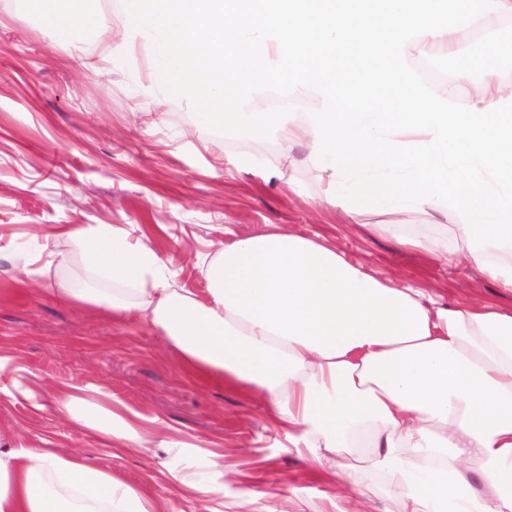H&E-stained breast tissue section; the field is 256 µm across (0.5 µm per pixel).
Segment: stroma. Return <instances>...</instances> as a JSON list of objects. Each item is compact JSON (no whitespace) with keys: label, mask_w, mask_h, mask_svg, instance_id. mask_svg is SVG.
I'll return each instance as SVG.
<instances>
[{"label":"stroma","mask_w":512,"mask_h":512,"mask_svg":"<svg viewBox=\"0 0 512 512\" xmlns=\"http://www.w3.org/2000/svg\"><path fill=\"white\" fill-rule=\"evenodd\" d=\"M151 44L112 41V56L58 44L35 0H0V381L37 392L41 404L0 396V443L79 454L147 491L167 512H202L199 499L168 479L195 471L222 484L227 512H399L395 479L362 470L350 456L351 481L369 497L338 494L285 448L252 399L190 377L150 325L112 322L64 301L60 284L111 292L89 278L79 255L54 236L60 224L134 227L167 263L170 285L205 297L199 259L214 254L225 229L252 236L282 229L336 249L384 283L413 284L438 306L487 304L512 311V293L465 263L374 235L372 212L351 217L322 199L305 147L281 159L279 138L230 137L201 124L189 103H159ZM249 154L280 173L239 169ZM52 251L50 270L24 292L11 291L14 258ZM99 387L155 419L163 448L144 453L123 443L105 448L49 408L63 386ZM196 453H189V446ZM224 471L209 467V453Z\"/></svg>","instance_id":"stroma-1"}]
</instances>
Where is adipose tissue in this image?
I'll list each match as a JSON object with an SVG mask.
<instances>
[{
  "instance_id": "1",
  "label": "adipose tissue",
  "mask_w": 512,
  "mask_h": 512,
  "mask_svg": "<svg viewBox=\"0 0 512 512\" xmlns=\"http://www.w3.org/2000/svg\"><path fill=\"white\" fill-rule=\"evenodd\" d=\"M59 42L108 51L89 11L39 0ZM374 232L440 261L472 264L512 291V249L448 248L398 222ZM201 257L208 297L171 288L166 262L131 230L75 224L61 232L111 294L62 286L79 306L148 321L197 379L259 397L289 447L334 475L358 438L363 467L394 473L401 512H512V314L442 308L420 289L389 286L335 249L285 230L225 229ZM135 295L137 304L127 302ZM99 388L54 393L60 415L105 443L145 449L138 414ZM0 512H161L156 501L88 459L0 448Z\"/></svg>"
}]
</instances>
